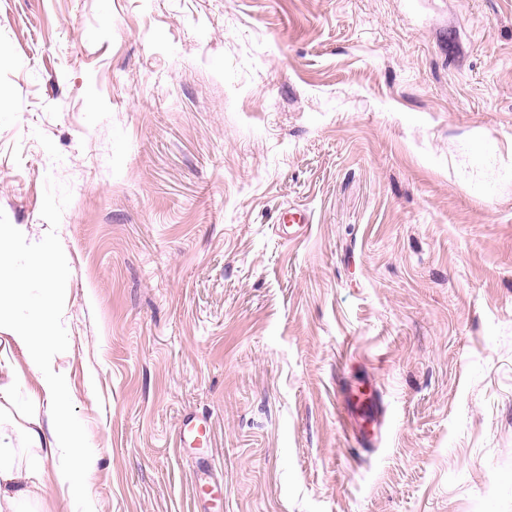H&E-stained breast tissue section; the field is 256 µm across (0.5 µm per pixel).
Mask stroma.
Segmentation results:
<instances>
[{"mask_svg": "<svg viewBox=\"0 0 512 512\" xmlns=\"http://www.w3.org/2000/svg\"><path fill=\"white\" fill-rule=\"evenodd\" d=\"M7 224L99 512H512V0H0ZM195 418H188L183 421L179 432L180 444H190L193 447L199 448L202 446L203 441L206 442V428L203 425H198L194 421Z\"/></svg>", "mask_w": 512, "mask_h": 512, "instance_id": "35a3bbf8", "label": "stroma"}]
</instances>
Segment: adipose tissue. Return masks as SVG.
I'll return each instance as SVG.
<instances>
[{"label":"adipose tissue","mask_w":512,"mask_h":512,"mask_svg":"<svg viewBox=\"0 0 512 512\" xmlns=\"http://www.w3.org/2000/svg\"><path fill=\"white\" fill-rule=\"evenodd\" d=\"M49 251L42 245L17 262L0 246V363L9 362L12 347H20L42 397L41 403L20 408L9 385L0 383V423L15 415L24 421L17 441L0 427V512H42L52 491L68 501L72 512H98L86 436L67 414V382L55 367L60 347L50 339L62 298L49 287L37 296L28 292L36 277L63 275L62 264ZM44 405L53 409L52 418L42 419Z\"/></svg>","instance_id":"adipose-tissue-1"}]
</instances>
